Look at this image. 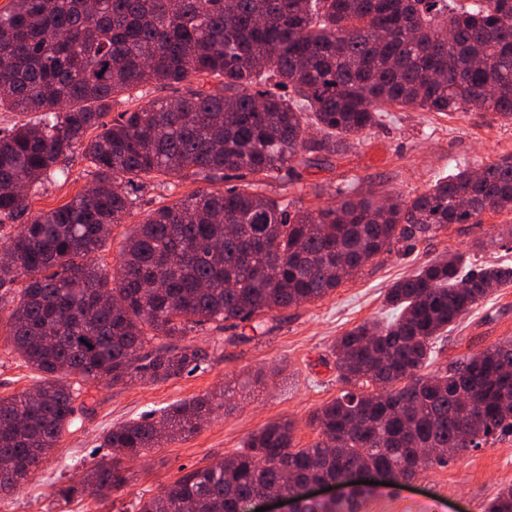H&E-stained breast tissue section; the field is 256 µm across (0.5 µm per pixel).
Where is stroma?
I'll list each match as a JSON object with an SVG mask.
<instances>
[{"mask_svg": "<svg viewBox=\"0 0 512 512\" xmlns=\"http://www.w3.org/2000/svg\"><path fill=\"white\" fill-rule=\"evenodd\" d=\"M512 156V122L490 112L446 115L393 108L382 125L363 135L348 153L311 154L301 165V207L336 203L338 188L415 195L453 168L476 169ZM67 181L49 179L29 193V213L70 201L91 183L89 164L74 156ZM191 182L171 181L138 191L137 206L124 223L114 225L102 260L115 267L124 237L153 210L196 191ZM512 213H486L478 224H451L392 252L370 259L355 275L322 300L270 313L267 330L230 343L224 331L193 332L196 346L208 351L204 369L166 382L135 378L117 385H82L75 401L77 419L56 450L16 492L0 495V512H137L139 500L156 495L186 471L224 461L249 435L281 420L294 424V444L308 448L318 440L310 419L340 393L331 347L355 326L389 319L385 294L393 283L413 275L427 261L451 253L474 255L476 264H512ZM0 325V398L32 390L41 378L11 348ZM512 341V287L500 288L445 333L426 374L452 368L472 354ZM212 397L215 411L192 435L126 461L128 484L110 497L84 495L61 500L57 491L89 470L112 427L179 401ZM512 485V434L466 452L445 466L419 471L392 494L371 498L362 512H484L500 489Z\"/></svg>", "mask_w": 512, "mask_h": 512, "instance_id": "1", "label": "stroma"}]
</instances>
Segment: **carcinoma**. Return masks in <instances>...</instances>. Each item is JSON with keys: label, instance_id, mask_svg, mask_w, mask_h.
Returning a JSON list of instances; mask_svg holds the SVG:
<instances>
[{"label": "carcinoma", "instance_id": "1", "mask_svg": "<svg viewBox=\"0 0 512 512\" xmlns=\"http://www.w3.org/2000/svg\"><path fill=\"white\" fill-rule=\"evenodd\" d=\"M149 82L185 91L139 105ZM119 103L127 108L104 121ZM392 106L511 121L512 0H10L0 110L32 118L0 130V314L14 351L45 377L35 396L0 398V457L13 464L0 493L55 450L81 383L190 374L209 358L191 342L196 328L262 332L270 313L323 299L399 243L512 212V157L458 168L409 198L348 186L334 206L304 210L265 193L271 181L290 191L304 155L349 148ZM76 153L93 188L4 231L28 209L26 190ZM231 175L244 184L154 210L124 238L115 268L97 262L105 227L136 206L126 187ZM510 286L509 264L427 262L388 289L392 320L336 339L346 389L313 416L316 444L297 448L292 423H269L138 512H241L274 487L296 512H361L386 486L348 483L350 470L379 471L395 488L512 434L511 341L421 373L448 328ZM212 410L202 397L112 428L109 452L59 497L122 487L123 459L197 432ZM329 482L346 487L342 500L304 493ZM485 512H512V487Z\"/></svg>", "mask_w": 512, "mask_h": 512}]
</instances>
